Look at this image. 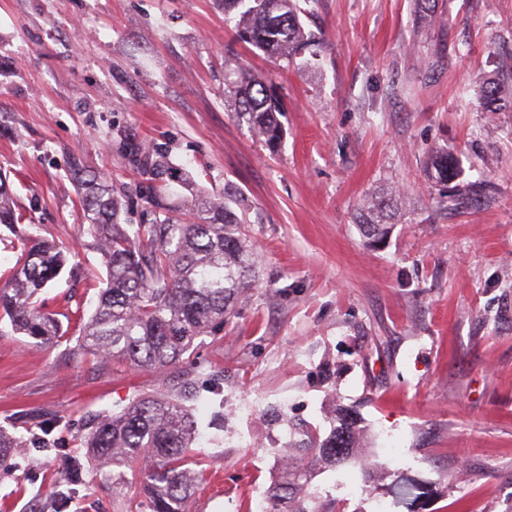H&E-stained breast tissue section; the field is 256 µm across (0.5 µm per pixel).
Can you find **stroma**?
Masks as SVG:
<instances>
[{"label":"stroma","mask_w":512,"mask_h":512,"mask_svg":"<svg viewBox=\"0 0 512 512\" xmlns=\"http://www.w3.org/2000/svg\"><path fill=\"white\" fill-rule=\"evenodd\" d=\"M305 0L315 36L294 61L238 42L223 0H0V175L22 224L58 243L69 273L45 291L64 338L0 321V426L28 441L0 469V512H144L145 474L84 472V422L138 395L190 391L205 427L195 512H248L277 472L268 406L328 433L354 409L383 464L375 498L342 499L358 467L316 470L325 512H512V112L479 107L512 53V0ZM268 79L285 135L268 150L237 121L224 68ZM454 152L466 187L448 206L426 171ZM90 167L142 224L148 199L189 220L201 195L245 213L257 288L193 355L145 372L80 353L105 269L70 177ZM389 236L356 222L372 198ZM397 442L388 460L386 440Z\"/></svg>","instance_id":"obj_1"}]
</instances>
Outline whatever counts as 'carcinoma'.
<instances>
[{"mask_svg":"<svg viewBox=\"0 0 512 512\" xmlns=\"http://www.w3.org/2000/svg\"><path fill=\"white\" fill-rule=\"evenodd\" d=\"M299 0H224L225 19L234 23L239 40L276 58H289L309 41L300 22ZM224 86L234 99L236 118L247 123L267 147L279 146L283 128L279 104L266 81L242 67L224 71ZM483 110L497 112L504 102L498 80L482 83ZM73 180L81 201L86 232L101 255V280L94 312L84 324L81 349L103 360L154 371L184 360L195 341L216 332L233 312L235 302L256 287L255 258L245 233V218L225 202L203 196L195 222L180 224L168 213L151 224L132 228L118 220L112 189L100 176L76 163ZM428 176L448 186L461 174L460 161L448 151L427 162ZM389 204L379 201L359 219L369 238L383 239L392 225L378 220ZM5 180L0 178V224H20ZM16 264L0 287V317L12 329L44 344L63 336L57 313L41 294L65 270L68 258L56 244L30 233L11 242ZM275 425L288 428V447L298 454L279 468L265 494L271 512H319L310 488L320 467L357 465L363 494L376 487L378 463L358 456L360 418L352 409H335L329 432L298 427L280 409L269 413ZM199 425L180 394H144L110 417L89 422L85 448L95 469L112 468V490L123 489V469L146 467L144 493L148 512H192L191 503L206 481L204 471L188 468ZM22 440L0 426V457L6 459Z\"/></svg>","mask_w":512,"mask_h":512,"instance_id":"cac0c4a2","label":"carcinoma"}]
</instances>
